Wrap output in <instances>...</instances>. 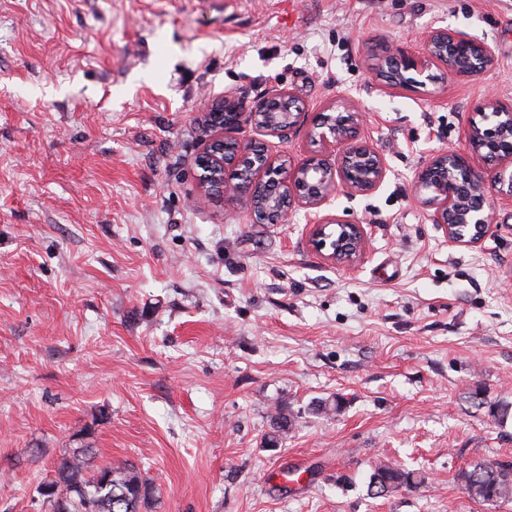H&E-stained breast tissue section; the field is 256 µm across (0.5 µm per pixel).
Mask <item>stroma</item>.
Returning a JSON list of instances; mask_svg holds the SVG:
<instances>
[{
    "label": "stroma",
    "instance_id": "obj_1",
    "mask_svg": "<svg viewBox=\"0 0 512 512\" xmlns=\"http://www.w3.org/2000/svg\"><path fill=\"white\" fill-rule=\"evenodd\" d=\"M435 28L495 66L371 72L377 42L418 54ZM274 88L304 124L237 137L294 164L319 113L365 114L386 180L324 207L365 225L356 266L309 246L306 209L263 223L200 186L208 105ZM490 94L512 102V0H0V512H49L86 445L147 473L152 512H512L458 479L512 464V206L464 247L412 190ZM387 462L423 483L372 495Z\"/></svg>",
    "mask_w": 512,
    "mask_h": 512
}]
</instances>
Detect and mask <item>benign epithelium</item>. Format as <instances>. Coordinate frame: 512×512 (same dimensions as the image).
Listing matches in <instances>:
<instances>
[{
	"mask_svg": "<svg viewBox=\"0 0 512 512\" xmlns=\"http://www.w3.org/2000/svg\"><path fill=\"white\" fill-rule=\"evenodd\" d=\"M380 52L395 68L392 83L406 88L419 83L417 77L422 75L437 81L430 73L434 66L447 75L471 77L496 62L488 42L445 28L427 33L425 53L420 56L386 43ZM303 112L289 92L278 93L248 112L241 110L234 96H224L207 113L210 135L203 141L199 164L210 171L214 186L205 181L202 185L215 195L262 208L260 220L273 224L297 205L309 210L313 248L330 261L355 264L366 255L365 226L323 214L321 207L338 187L351 196L363 195L377 191L386 179L384 158L357 139L363 113L356 102L344 99L336 107V118L320 115L310 132L321 148L339 152L338 168L320 151L293 166L265 151L254 162L256 144H244L236 137L246 121L264 135L284 140L299 125ZM478 115L489 126L470 120L464 132L465 151H438L414 175L415 193L432 211L433 223L441 226L450 242L463 246L480 244L489 235L493 202L512 204V102L489 96L480 104Z\"/></svg>",
	"mask_w": 512,
	"mask_h": 512,
	"instance_id": "1",
	"label": "benign epithelium"
}]
</instances>
